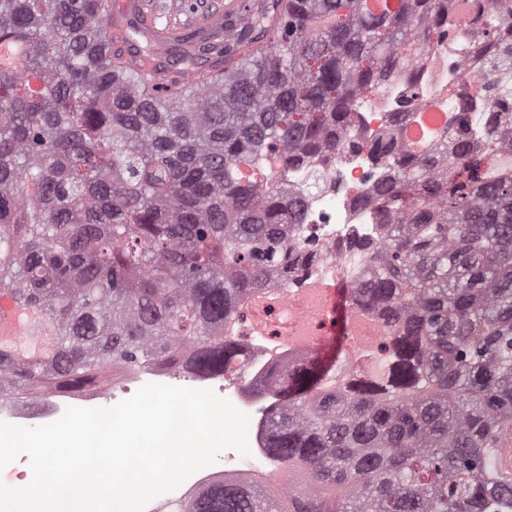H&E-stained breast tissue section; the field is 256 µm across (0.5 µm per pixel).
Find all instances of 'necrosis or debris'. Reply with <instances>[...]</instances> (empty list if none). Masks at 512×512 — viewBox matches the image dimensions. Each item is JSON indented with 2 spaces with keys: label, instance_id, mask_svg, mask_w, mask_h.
I'll return each instance as SVG.
<instances>
[{
  "label": "necrosis or debris",
  "instance_id": "4bbe7bcc",
  "mask_svg": "<svg viewBox=\"0 0 512 512\" xmlns=\"http://www.w3.org/2000/svg\"><path fill=\"white\" fill-rule=\"evenodd\" d=\"M448 57L447 51L433 49L424 53L415 65L429 104L438 109L443 108L449 90L467 96L475 93L474 78L479 72V58L469 53L463 55V68L452 73L448 70ZM321 163L328 173V183L322 191L306 197L304 222L308 230L314 232L323 251L322 257L310 262L288 283L275 278L268 281L243 308L235 329L227 334L228 340L246 344L248 368L255 379L267 376L274 366L308 355L309 338L320 335L323 328V312L319 300H312V313L304 323L306 336H288L286 328L298 316L293 299L299 290L312 284H333L352 276L350 261L347 255L337 253V244L354 236L373 239L378 235L380 219L372 199L378 185L390 177V168L375 164L366 151L342 156L337 161L325 157ZM148 383L208 388L229 400L248 417L250 456L245 459L236 450H225L217 464L197 472L176 490L152 500L146 512H168L170 506L188 494L223 477L265 484L283 477V470L265 453L266 411L273 401V393L258 392L253 386L221 374L142 367L113 381L110 390L71 396L51 395L35 408L21 400L2 399L0 417L16 422L49 423L67 407L117 403Z\"/></svg>",
  "mask_w": 512,
  "mask_h": 512
}]
</instances>
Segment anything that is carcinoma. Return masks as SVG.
I'll list each match as a JSON object with an SVG mask.
<instances>
[{
    "label": "carcinoma",
    "mask_w": 512,
    "mask_h": 512,
    "mask_svg": "<svg viewBox=\"0 0 512 512\" xmlns=\"http://www.w3.org/2000/svg\"><path fill=\"white\" fill-rule=\"evenodd\" d=\"M112 0H0V293L32 313L0 345V396L81 390L112 365L223 373L224 341L267 279L318 249L295 169L362 149L358 116L399 72L474 30L477 94L501 121L475 154L464 97L422 150L374 138L397 176L377 189L383 232L351 242L341 289L378 315V348L272 370L269 455L319 495L222 481L176 512H512V0H234L214 26L170 35L140 18L123 43L194 74L164 86L114 48Z\"/></svg>",
    "instance_id": "carcinoma-1"
}]
</instances>
